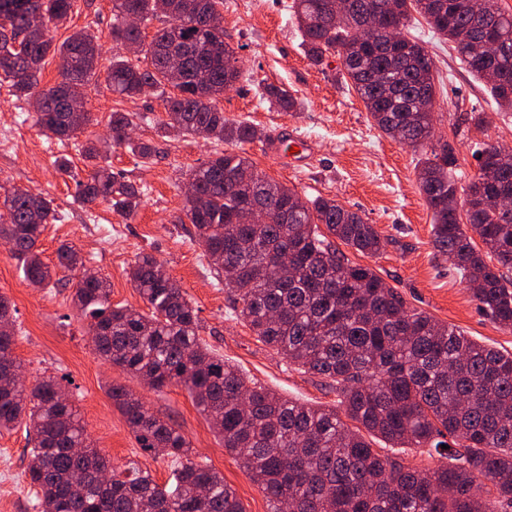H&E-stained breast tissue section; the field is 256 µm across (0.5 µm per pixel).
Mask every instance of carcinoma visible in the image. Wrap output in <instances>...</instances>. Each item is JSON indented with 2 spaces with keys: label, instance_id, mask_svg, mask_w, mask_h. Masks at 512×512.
Here are the masks:
<instances>
[{
  "label": "carcinoma",
  "instance_id": "cac0c4a2",
  "mask_svg": "<svg viewBox=\"0 0 512 512\" xmlns=\"http://www.w3.org/2000/svg\"><path fill=\"white\" fill-rule=\"evenodd\" d=\"M74 2L0 0V79L19 99L43 100L38 125L46 137L88 161L100 158L95 140H75L68 107L84 104L86 84L103 69L119 95L132 97L146 87L159 91L167 133L213 136L235 146L261 139L256 127L227 121L216 106L242 75L224 28L210 25L224 0H196L192 14L171 18L148 44L124 16L134 11L143 22L154 18L158 0H113L112 41H134L140 51L135 58L115 55L105 67L98 37L84 31L54 47L51 27L67 18ZM335 2L289 5L309 60L321 65L339 52L377 129L421 154L418 187L432 212L435 248L448 256L478 309L512 330V280L500 271L512 268V209L488 207L494 198L512 197V153L483 148L479 167L491 174L460 185L454 147L433 141V110L423 107L435 98L429 53L416 40L391 42L385 35L389 28L405 30L412 13L421 15L434 34L453 43L467 71L488 83L497 104L512 109V14L497 0H343L339 16ZM35 14L45 35L32 40L26 32ZM51 53L59 56L61 81L41 88L39 63ZM170 56L182 58L176 81L166 69ZM262 89V97L281 110L296 108L288 90L272 84ZM133 126L134 115L111 113L112 145L145 160L156 156L157 146L131 139ZM188 179L196 197L186 201L184 217L216 279L228 288L233 312L288 363L324 379L343 412L250 385L201 342L197 309L151 255L140 256L128 271L146 312L112 306L101 276L77 281L73 303L88 319L95 353L156 390H186L224 449L265 494L270 512H512V354L409 307L372 268L339 251L330 238L366 256L380 254L385 243L374 225L336 200L303 196L227 150ZM76 187L81 205L105 202L125 218L145 197L142 186L98 163ZM256 200L267 221L237 223L238 212ZM0 209L11 216L0 224V239L21 262L25 280L36 287L69 284L83 266L79 252L61 246L51 267L37 249L45 225L61 220L54 201L13 188L4 191ZM469 230L487 252L477 250ZM283 253L291 275L268 274ZM1 321L11 333L0 332V359L15 366L16 317L2 295ZM60 390L51 376L37 378L29 390L0 386V429L23 423L32 436L27 474L41 493L42 512H245L224 476L197 460L189 440L125 386L111 385L109 396L140 447L162 448L175 462L170 484H158L138 467L112 466L89 442L78 410ZM362 428L388 443L390 452L372 447ZM408 449L441 462L410 467L400 457ZM77 473L84 477L80 492L71 489Z\"/></svg>",
  "mask_w": 512,
  "mask_h": 512
}]
</instances>
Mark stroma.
Masks as SVG:
<instances>
[{
  "label": "stroma",
  "mask_w": 512,
  "mask_h": 512,
  "mask_svg": "<svg viewBox=\"0 0 512 512\" xmlns=\"http://www.w3.org/2000/svg\"><path fill=\"white\" fill-rule=\"evenodd\" d=\"M291 2L224 0V39L236 49L243 74L218 106L226 120L251 124L265 134L264 141L237 145V152L309 198H333L358 212L375 225L385 247L375 257L348 250L352 262L371 267L409 305L481 344L512 353V331L495 325L478 310L447 256L433 245L432 214L417 185V154L374 127L362 101L344 81L338 56H330L321 66L310 62L289 9ZM81 30L99 37L104 57L124 50L112 40V0H76L67 21L54 30V40L63 42ZM406 34L422 41L433 58V126L438 138L453 144L458 176L469 180L488 140L512 149V111L500 109L484 84L466 70L451 43L434 35L423 17L413 15ZM263 82L286 88L298 101L296 109L282 111L263 101L259 88ZM85 109L94 120L92 132L100 137L111 112L135 113L136 138L159 149L153 160L145 161L125 147H101L102 164L118 178L148 189L131 218L104 203L75 202V180L86 177L90 163L75 154L73 176L58 172L57 147L42 134L33 106L13 96L8 85H0V186L47 194L65 215L63 221L47 225L41 236L42 260L55 264L61 244L75 245L85 265L109 279L112 305L143 311L147 305L127 271L139 256L152 255L197 309L199 337L211 350L236 365L250 382L289 400L336 406L335 393L321 378L289 365L236 318L226 288L214 278L204 249L193 236V226L178 221L189 171L223 149V142L163 136L160 124L166 114L157 92L121 97L112 93L101 75L86 88ZM295 132L310 140L313 153L312 163L297 172L278 167L265 144L267 138ZM72 293L69 286H30L20 262L0 243V295L16 309L13 355L28 379L57 377L78 409L90 441L112 464L138 463L158 483H167L174 462L140 448L107 394L108 385L126 386L156 416L174 423L199 459L223 474L246 512H269L262 491L243 464L225 450L185 390L154 391L94 353L87 321L74 309ZM30 447L24 426L0 430V512H40L36 489L25 476Z\"/></svg>",
  "instance_id": "stroma-1"
}]
</instances>
